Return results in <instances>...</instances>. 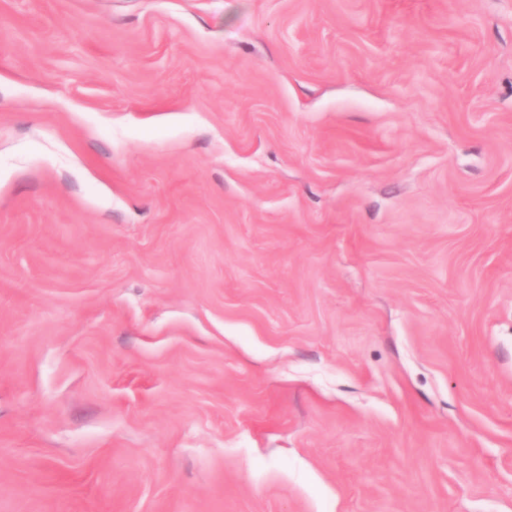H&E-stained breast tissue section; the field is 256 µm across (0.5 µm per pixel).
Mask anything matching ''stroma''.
Masks as SVG:
<instances>
[{
	"instance_id": "stroma-1",
	"label": "stroma",
	"mask_w": 512,
	"mask_h": 512,
	"mask_svg": "<svg viewBox=\"0 0 512 512\" xmlns=\"http://www.w3.org/2000/svg\"><path fill=\"white\" fill-rule=\"evenodd\" d=\"M0 512H512V0H0Z\"/></svg>"
}]
</instances>
